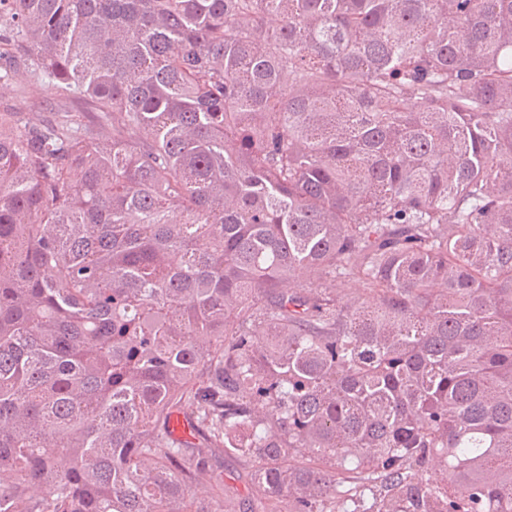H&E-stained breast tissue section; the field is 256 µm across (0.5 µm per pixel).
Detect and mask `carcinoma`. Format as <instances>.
I'll return each instance as SVG.
<instances>
[{
	"label": "carcinoma",
	"instance_id": "obj_1",
	"mask_svg": "<svg viewBox=\"0 0 512 512\" xmlns=\"http://www.w3.org/2000/svg\"><path fill=\"white\" fill-rule=\"evenodd\" d=\"M1 46L112 122L0 113V512H512V0H0ZM251 470V464L243 459L224 457V485L230 494L239 498L248 495Z\"/></svg>",
	"mask_w": 512,
	"mask_h": 512
}]
</instances>
